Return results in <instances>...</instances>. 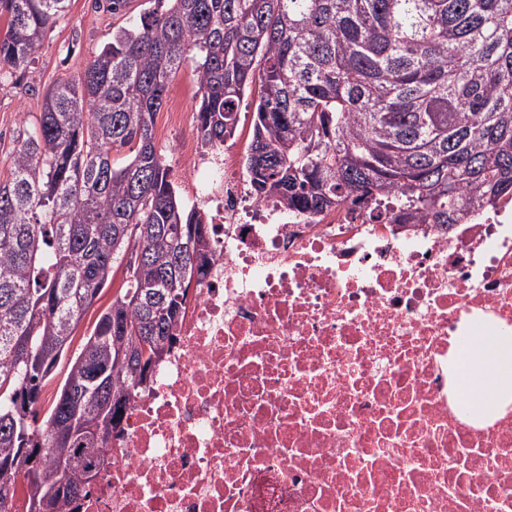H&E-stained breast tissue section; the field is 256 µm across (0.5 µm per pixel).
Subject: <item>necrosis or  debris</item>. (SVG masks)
<instances>
[{
	"label": "necrosis or debris",
	"mask_w": 512,
	"mask_h": 512,
	"mask_svg": "<svg viewBox=\"0 0 512 512\" xmlns=\"http://www.w3.org/2000/svg\"><path fill=\"white\" fill-rule=\"evenodd\" d=\"M207 277L80 512H512V409L464 414L452 342L512 329V198L458 223L257 201L187 144Z\"/></svg>",
	"instance_id": "4bbe7bcc"
}]
</instances>
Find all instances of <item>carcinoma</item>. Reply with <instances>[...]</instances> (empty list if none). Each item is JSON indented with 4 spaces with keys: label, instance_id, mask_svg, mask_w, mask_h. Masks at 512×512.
I'll use <instances>...</instances> for the list:
<instances>
[{
    "label": "carcinoma",
    "instance_id": "obj_1",
    "mask_svg": "<svg viewBox=\"0 0 512 512\" xmlns=\"http://www.w3.org/2000/svg\"><path fill=\"white\" fill-rule=\"evenodd\" d=\"M70 0H0V74L25 71ZM76 78L24 114L0 178V512L18 477L70 512L101 472L122 411L170 354L210 265L207 214L187 207L155 144L169 81L193 68L201 144L222 147L261 84L252 195L299 214L341 202L395 224H455L512 195V0H156ZM126 281L45 391L82 316ZM46 448L35 476L29 449Z\"/></svg>",
    "mask_w": 512,
    "mask_h": 512
}]
</instances>
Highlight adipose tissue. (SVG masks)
I'll list each match as a JSON object with an SVG mask.
<instances>
[{
  "label": "adipose tissue",
  "instance_id": "obj_1",
  "mask_svg": "<svg viewBox=\"0 0 512 512\" xmlns=\"http://www.w3.org/2000/svg\"><path fill=\"white\" fill-rule=\"evenodd\" d=\"M457 395L472 414L492 418L512 404V335L484 328L453 351Z\"/></svg>",
  "mask_w": 512,
  "mask_h": 512
}]
</instances>
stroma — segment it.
I'll list each match as a JSON object with an SVG mask.
<instances>
[{"label":"stroma","mask_w":512,"mask_h":512,"mask_svg":"<svg viewBox=\"0 0 512 512\" xmlns=\"http://www.w3.org/2000/svg\"><path fill=\"white\" fill-rule=\"evenodd\" d=\"M152 0H131L122 14H112L105 0H72L68 12L48 33L41 53L29 70L0 80V160L12 149L13 135L23 113L40 111L46 90L60 77L83 72L86 64L111 41L113 30L139 20L152 10ZM182 97L184 116L173 121L171 104ZM199 98L191 67L169 82L156 116L155 142L186 204H193V183L182 172L181 145L195 136L193 114Z\"/></svg>","instance_id":"obj_1"}]
</instances>
